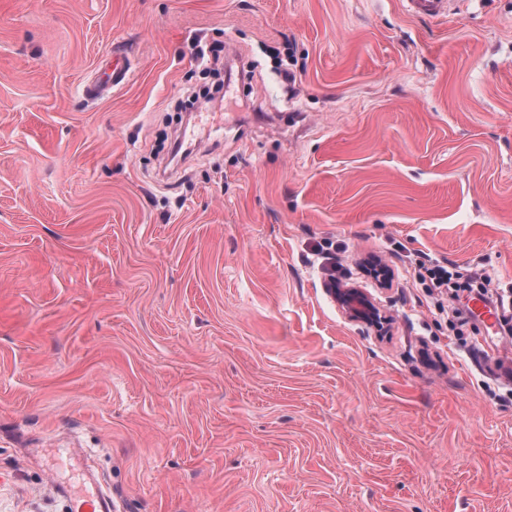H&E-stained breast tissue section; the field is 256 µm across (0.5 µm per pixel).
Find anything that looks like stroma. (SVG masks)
Instances as JSON below:
<instances>
[{"label": "stroma", "instance_id": "1", "mask_svg": "<svg viewBox=\"0 0 512 512\" xmlns=\"http://www.w3.org/2000/svg\"><path fill=\"white\" fill-rule=\"evenodd\" d=\"M198 45L250 78L176 126ZM422 263L512 315V0H0V512H512V343ZM451 0H407L409 11L433 18L442 17L447 13ZM333 291L337 304L351 320L377 329L388 325L387 318L362 288L340 287Z\"/></svg>", "mask_w": 512, "mask_h": 512}]
</instances>
